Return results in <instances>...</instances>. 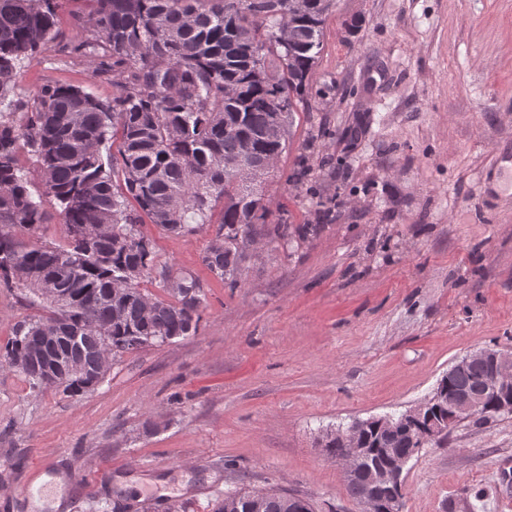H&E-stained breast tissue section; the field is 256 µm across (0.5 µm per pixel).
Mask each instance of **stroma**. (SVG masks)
<instances>
[{"mask_svg":"<svg viewBox=\"0 0 512 512\" xmlns=\"http://www.w3.org/2000/svg\"><path fill=\"white\" fill-rule=\"evenodd\" d=\"M47 81L112 96L57 42L24 62L18 111ZM265 193L290 233L233 285L203 261L215 225L142 224L157 267L139 287L195 279L194 335L112 358L81 396L0 366V512H33L20 491L43 464L69 512H214L235 489L359 512L326 432L405 412L468 354H512V0H335ZM506 460L512 413L460 422L407 464L402 512H512Z\"/></svg>","mask_w":512,"mask_h":512,"instance_id":"35a3bbf8","label":"stroma"}]
</instances>
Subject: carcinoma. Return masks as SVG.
Segmentation results:
<instances>
[{"instance_id": "cac0c4a2", "label": "carcinoma", "mask_w": 512, "mask_h": 512, "mask_svg": "<svg viewBox=\"0 0 512 512\" xmlns=\"http://www.w3.org/2000/svg\"><path fill=\"white\" fill-rule=\"evenodd\" d=\"M87 19L78 26L70 52L103 51L96 73L112 72V98L81 87L39 86L30 110L16 116L9 95L17 68L58 39L61 0H0V281L19 288L26 302L45 314L17 323L0 347V364L21 371L43 391L45 362L35 355L43 329L64 311L56 295H67L70 341L59 345L76 357L87 379L75 377L62 391L78 396L95 390L112 356L144 348L141 336L164 344L197 332L201 288L191 278L173 279L168 294L154 299L138 288L156 266L152 241L140 230L143 218L180 234L219 226L203 261L220 280L236 283L243 259L240 244L257 225L272 223L269 205H253L254 185L224 170L244 158L258 167L266 154L283 153L287 141L262 139L271 114L292 115L306 101L310 74L323 49L322 0H86ZM296 24L298 40L278 37L283 19ZM120 138L119 158L103 154ZM36 157L42 195L55 201L68 231L65 247L26 240L45 223L42 199L30 191L20 150ZM448 398L463 391L484 394L483 405L455 422L480 424L499 415L484 363L442 376ZM371 448L408 453L424 443L406 431L365 430ZM347 480L349 495L366 494L367 467ZM238 512H305L303 498L288 502L276 492H238Z\"/></svg>"}]
</instances>
